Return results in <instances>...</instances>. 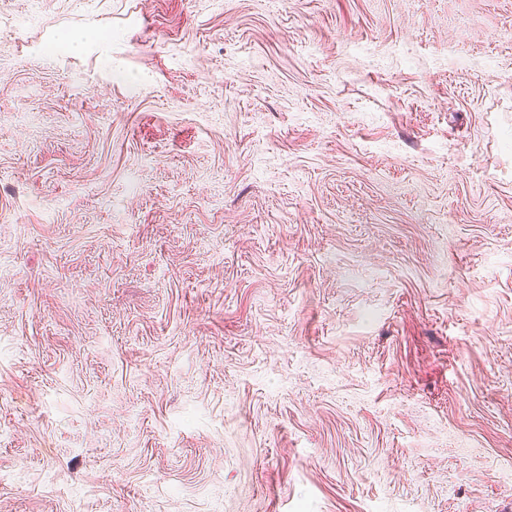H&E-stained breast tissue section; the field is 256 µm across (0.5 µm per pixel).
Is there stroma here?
<instances>
[{"instance_id":"1","label":"stroma","mask_w":512,"mask_h":512,"mask_svg":"<svg viewBox=\"0 0 512 512\" xmlns=\"http://www.w3.org/2000/svg\"><path fill=\"white\" fill-rule=\"evenodd\" d=\"M0 512H512V0H0Z\"/></svg>"}]
</instances>
